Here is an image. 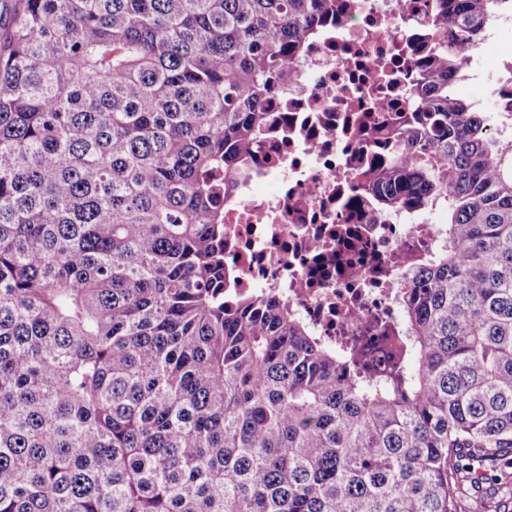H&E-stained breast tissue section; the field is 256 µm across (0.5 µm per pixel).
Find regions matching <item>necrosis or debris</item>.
Masks as SVG:
<instances>
[{
	"instance_id": "4bbe7bcc",
	"label": "necrosis or debris",
	"mask_w": 512,
	"mask_h": 512,
	"mask_svg": "<svg viewBox=\"0 0 512 512\" xmlns=\"http://www.w3.org/2000/svg\"><path fill=\"white\" fill-rule=\"evenodd\" d=\"M440 0H345L308 38L268 109L270 128L224 207V293L272 295L347 350L402 333L397 290L446 225L387 210L362 180L410 115L425 51L453 37ZM277 187L270 196L258 186Z\"/></svg>"
}]
</instances>
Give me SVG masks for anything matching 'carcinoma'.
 Wrapping results in <instances>:
<instances>
[{
    "mask_svg": "<svg viewBox=\"0 0 512 512\" xmlns=\"http://www.w3.org/2000/svg\"><path fill=\"white\" fill-rule=\"evenodd\" d=\"M385 209L448 216L369 379L224 301L250 167L336 0H11L0 34V512H460L512 466V136L454 93L512 0H446Z\"/></svg>",
    "mask_w": 512,
    "mask_h": 512,
    "instance_id": "cac0c4a2",
    "label": "carcinoma"
}]
</instances>
